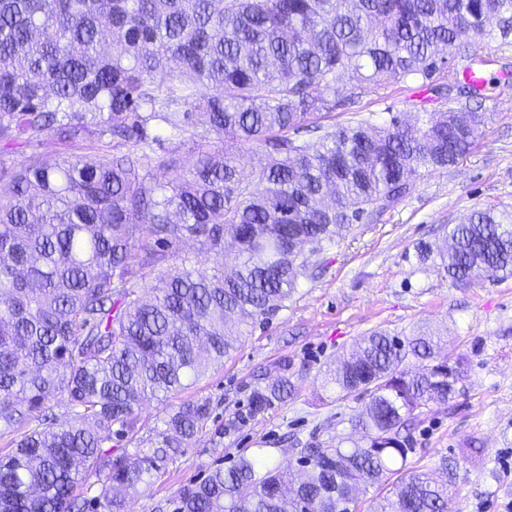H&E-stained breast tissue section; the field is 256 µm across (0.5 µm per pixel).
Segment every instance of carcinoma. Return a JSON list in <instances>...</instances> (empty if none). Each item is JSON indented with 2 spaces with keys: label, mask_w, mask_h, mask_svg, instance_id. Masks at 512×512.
I'll return each mask as SVG.
<instances>
[{
  "label": "carcinoma",
  "mask_w": 512,
  "mask_h": 512,
  "mask_svg": "<svg viewBox=\"0 0 512 512\" xmlns=\"http://www.w3.org/2000/svg\"><path fill=\"white\" fill-rule=\"evenodd\" d=\"M512 44V0H0V512H125L209 416L206 400L172 410L156 446L103 450L141 430L148 401L184 388L236 349L228 323L269 317L297 287L301 247L408 195L424 172L466 155L487 113L421 107L326 131L355 96L395 82L437 95ZM471 101L478 83H465ZM188 139L185 155L164 138ZM112 152L91 163L45 156L42 140ZM263 147L244 175L236 158ZM171 172L161 182L154 171ZM193 240L219 269L201 272ZM467 284L512 276V212H475L424 244ZM233 271L224 274V263ZM431 336L363 337L326 383L370 396L361 437L298 449L303 480L265 454L188 485L175 512H353L363 484L396 477L381 512H448L443 480L409 466V432L448 401L462 360L434 361ZM283 375L256 385L250 413L288 395ZM73 411L60 426L50 405ZM95 478L97 494L74 490Z\"/></svg>",
  "instance_id": "obj_1"
}]
</instances>
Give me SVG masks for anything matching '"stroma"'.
<instances>
[{
	"mask_svg": "<svg viewBox=\"0 0 512 512\" xmlns=\"http://www.w3.org/2000/svg\"><path fill=\"white\" fill-rule=\"evenodd\" d=\"M484 78L482 105L490 120L471 153L421 176L410 195L370 223L308 252V272L283 308L248 327L222 365L148 403L134 440L105 443L115 454L149 448L173 408L187 400L210 403L196 436L149 491L129 502L128 512H174L184 487L240 456L263 450L274 462L292 463L306 442L349 434L351 416L366 402L338 398L323 389L322 379L377 329L397 336L431 331L440 336L443 354L465 357L454 397L421 416L409 460L422 470L454 461L449 512H512V277L458 286L439 260L418 257L420 244L443 239L475 211H512V46L494 51ZM420 106L448 109L428 92L397 83L356 98L326 119L325 128L353 120L383 126L396 112ZM284 372L293 395L231 428L236 414L247 413L258 381L274 382ZM474 440L482 451L472 455L467 445Z\"/></svg>",
	"mask_w": 512,
	"mask_h": 512,
	"instance_id": "stroma-1",
	"label": "stroma"
}]
</instances>
